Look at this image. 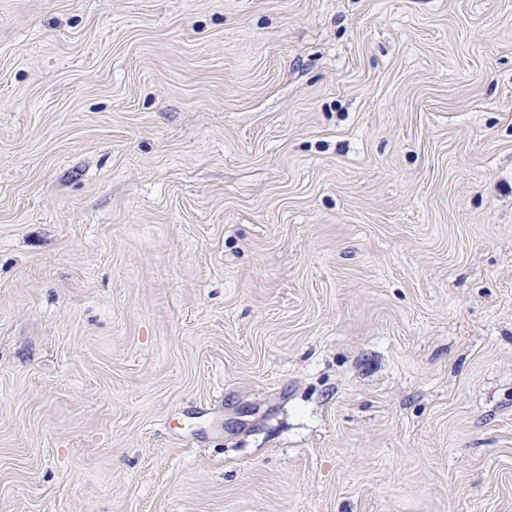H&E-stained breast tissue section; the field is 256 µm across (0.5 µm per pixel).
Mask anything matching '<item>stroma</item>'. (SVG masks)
Masks as SVG:
<instances>
[{
  "label": "stroma",
  "instance_id": "stroma-1",
  "mask_svg": "<svg viewBox=\"0 0 512 512\" xmlns=\"http://www.w3.org/2000/svg\"><path fill=\"white\" fill-rule=\"evenodd\" d=\"M0 512H512V0H0Z\"/></svg>",
  "mask_w": 512,
  "mask_h": 512
}]
</instances>
